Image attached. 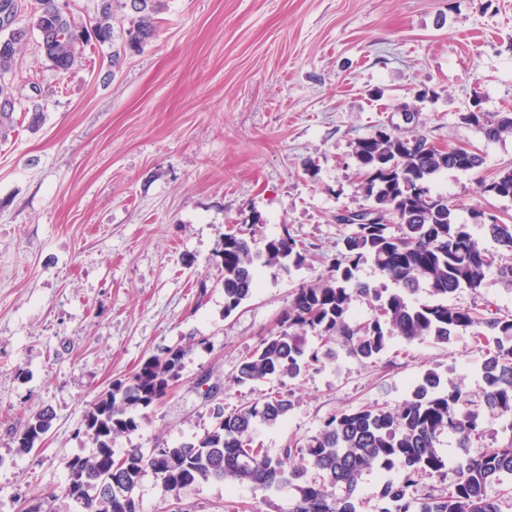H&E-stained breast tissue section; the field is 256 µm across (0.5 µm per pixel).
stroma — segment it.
<instances>
[{
  "mask_svg": "<svg viewBox=\"0 0 512 512\" xmlns=\"http://www.w3.org/2000/svg\"><path fill=\"white\" fill-rule=\"evenodd\" d=\"M109 47L84 49L66 74L36 40L18 57L17 85L38 82L40 121L15 114L0 140V512H23L62 490L65 463L88 456L84 414L113 380L166 347L188 350L177 387L143 412L112 451L200 437L215 405L233 411L277 392L283 424L257 426L273 458L306 444L325 422L366 404L396 408L425 370L481 397L483 346L394 338L376 362L331 345L298 378H234L298 285L316 282L344 247L338 214L365 206L356 142L379 126L440 145H471L482 173L512 163V137L486 140L458 114L472 97L512 112V0H169L158 33L119 67ZM416 106L405 124L402 106ZM480 172V173H481ZM478 175V174H477ZM473 173L432 182L460 220L472 210L512 216V200L480 194ZM251 227L256 249L289 233L312 260L264 269L258 288L224 311V230ZM460 305L512 314V287L489 273ZM50 426L21 452L13 429L40 412ZM442 474L415 494L447 493L465 451L439 447ZM293 488L192 484L191 512L260 503L286 512Z\"/></svg>",
  "mask_w": 512,
  "mask_h": 512,
  "instance_id": "1",
  "label": "stroma"
}]
</instances>
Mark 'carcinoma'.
I'll return each mask as SVG.
<instances>
[{
  "mask_svg": "<svg viewBox=\"0 0 512 512\" xmlns=\"http://www.w3.org/2000/svg\"><path fill=\"white\" fill-rule=\"evenodd\" d=\"M59 0H39L23 27L37 36L52 69L69 72L78 62L77 48L92 45L112 48L110 63L117 66L129 54L140 53L156 37L161 15L169 0H141L134 11L130 0H95L93 25L62 11ZM21 0H0V39L6 37L4 19L22 12ZM123 18L126 27H115ZM27 43L21 38L0 49V139L15 129L14 112L21 98L40 111L39 84L24 95L14 83L17 55ZM459 120L489 141L512 134V112H461ZM355 158L362 176L361 189L375 215L369 224H352L344 251L328 263L327 276L317 283L294 289L279 330L270 332L246 357L235 376L239 385L273 377L297 378L320 362L319 351L305 347L311 333L327 345L340 342L360 359L373 362L389 337L412 342L431 338L447 344L462 332L477 343L492 336H512V316L499 315L478 304L463 306L450 298L463 288L475 294L486 287L489 271L512 283V263L502 262L512 253V221L476 210L472 223L457 221L456 207L448 197L431 189L442 171L475 172L482 157L467 147L442 149L423 135L399 129H379L357 141ZM481 193L512 199V166L501 167L477 179ZM400 226L399 234L389 225ZM496 244L492 249L485 240ZM309 249L285 232L267 241L264 250L252 247L243 227L224 232L222 286L224 312L236 310L258 287L262 267L288 270L305 262ZM371 261L384 282L378 287L357 280L359 266ZM429 290L436 302L419 304L413 296ZM376 303V315L366 323L350 313L353 295ZM185 350L168 348L144 361L131 376L112 382L86 412L83 435L92 443L86 457L66 462L67 482L61 493L42 492L24 512H140L134 491L141 477L151 472L170 495L191 484L224 482L250 484L265 491L292 486L296 495L288 512H359L357 484L361 474L377 466L399 472V479L383 484L384 507L379 512H502L487 496L491 483L512 480V439L502 445L482 444L484 425L490 418L512 415V345L495 341V349L481 364L485 388L480 401L458 384L442 385L432 369L415 382L408 397L396 408L372 405L344 410L330 418L323 431L300 446L293 442L283 457L273 459L254 446L252 432L259 423L277 425L290 403L279 393L260 402L242 405L230 413L217 407L215 422L198 440L177 446L157 444L149 452L130 448L115 459L112 438L137 431L138 409L160 403L179 377ZM49 418L39 413L14 429L18 448L29 451L48 431ZM458 438L466 448L456 467L448 494L422 498L413 488L424 475L438 474L447 461L438 452L444 434ZM309 459L318 477L304 479L298 469L285 468L294 456Z\"/></svg>",
  "mask_w": 512,
  "mask_h": 512,
  "instance_id": "1",
  "label": "carcinoma"
}]
</instances>
